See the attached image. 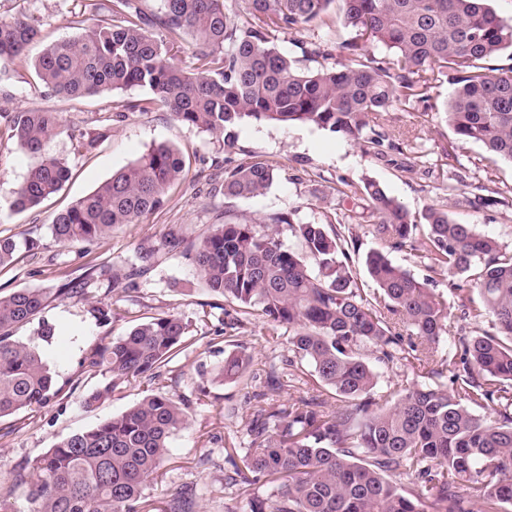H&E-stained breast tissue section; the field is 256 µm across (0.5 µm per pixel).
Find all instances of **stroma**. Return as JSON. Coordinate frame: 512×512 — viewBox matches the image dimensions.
<instances>
[{
	"mask_svg": "<svg viewBox=\"0 0 512 512\" xmlns=\"http://www.w3.org/2000/svg\"><path fill=\"white\" fill-rule=\"evenodd\" d=\"M85 0H0V17L29 15L42 24L43 45L79 36L90 26L83 12ZM453 91L443 82L431 91L435 111L423 114L396 103L380 123L396 147L385 157L364 154L340 135L308 125L282 127L251 122L239 131L237 158L254 157L272 165L277 178L264 194L226 198L225 154L221 142L183 125L169 112L120 111L119 102L147 98L141 88L74 100L46 97L29 68L13 67L0 77V98L11 107L45 108L59 112L62 130L46 146L48 154L67 159L72 177L54 196L21 213L8 209L15 190L33 163L19 152L0 123V237L31 238L39 242L37 255H21L14 265L0 268V291L24 288L50 291L46 317L59 328L52 342L36 336L33 325L19 328L17 340L42 354L61 393L43 408L0 419V494L24 505L25 488H12L19 468H32L60 438L90 429L120 414L147 393L155 391L183 401L188 425L170 441L169 452L144 495L157 508L185 488L196 492V512H249L237 486L224 476L233 466L227 453H244L251 406L247 390H262L270 368H283L288 335L254 319L246 332L227 328L234 305L210 293L198 280L185 249L225 218L261 221L274 212L293 213L298 222H326L336 211L355 209L351 198L339 197L337 187L360 185L372 179L383 185L412 214L431 205L447 206L459 223L473 225L483 235L512 250V203L479 209L474 197L512 189V164L492 161L482 146L460 145L443 109ZM112 118L107 138L88 152H80L70 137L73 128H96ZM181 150L186 159L183 179L168 192L165 205L136 224H123L99 243L60 244L50 232L55 213L91 192L112 172L136 161L156 143ZM159 246L156 263L137 279L135 292L114 293L108 281L89 277L100 267L130 270L138 247ZM84 284L82 295H58L65 282ZM110 307L112 321L103 325L93 316L96 307ZM161 314L183 317L191 324L185 343L178 347L152 384L113 383L103 371L84 369L85 356L99 344L123 335L129 328ZM249 355L250 384L212 379L211 370L223 364L229 352ZM102 397L94 407L85 398Z\"/></svg>",
	"mask_w": 512,
	"mask_h": 512,
	"instance_id": "1",
	"label": "stroma"
}]
</instances>
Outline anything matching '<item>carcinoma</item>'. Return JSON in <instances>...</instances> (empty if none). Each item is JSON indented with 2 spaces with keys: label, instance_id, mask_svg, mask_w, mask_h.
Returning <instances> with one entry per match:
<instances>
[{
  "label": "carcinoma",
  "instance_id": "cac0c4a2",
  "mask_svg": "<svg viewBox=\"0 0 512 512\" xmlns=\"http://www.w3.org/2000/svg\"><path fill=\"white\" fill-rule=\"evenodd\" d=\"M243 13L226 0H160L146 12L141 0H90L95 22L76 39L49 44L33 60L40 25L28 16L0 17V67L29 66L43 93L78 99L142 87L150 97L125 109L160 107L177 121L237 149L250 121L312 125L338 133L366 154L397 146L379 130L395 102L434 109L428 90L447 80L454 92L444 109L458 143L481 144L512 162V66L487 62L512 50V23L486 0H244ZM340 12L348 38L301 44L315 68L280 49L278 34L325 24ZM194 67L179 65L185 37ZM383 46L388 55L373 51ZM17 147L39 156L9 205L14 213L39 206L69 180L64 158L45 153L61 127L50 109L0 111ZM107 129L71 133L90 151ZM184 155L166 143L151 146L93 191L58 212L54 240L98 243L113 228L134 224L162 207L185 172ZM276 178L266 162L246 159L224 168V196L263 194ZM338 193L364 202L375 217L381 247L364 265L376 291L360 288L352 269L354 235L319 223H295L277 212L258 226L246 218L217 224L189 251L205 287L237 306L231 326L261 317L288 328L289 376L310 371L316 383L279 400L284 381L271 367L264 390L252 395L249 448L233 463L240 495L252 512H509L512 508V250L455 221L432 205L411 214L378 183L366 180ZM287 225L303 253L285 246ZM421 233L414 257L428 272L420 280L390 252ZM19 243L0 237V266L14 262ZM159 249L136 252L141 271ZM460 276L477 298L461 303L475 326L440 350L450 334L448 303L428 288L434 276ZM137 288L132 275L112 271V291ZM48 292L0 293V418L43 407L58 394L40 353L14 338L38 321L47 341L56 328L40 314ZM190 323L160 315L130 328L86 358V368L118 380L158 377L184 343ZM433 364L450 386L412 381L397 396H376L379 369L395 359ZM244 352L224 357L218 375L237 380ZM481 410L476 414L470 409ZM180 403L153 393L95 427L59 439L15 481L30 484L26 509L0 497V512H147L144 489L162 465L170 438L186 428ZM271 487L263 500L257 485ZM186 489L164 512H195Z\"/></svg>",
  "mask_w": 512,
  "mask_h": 512
}]
</instances>
